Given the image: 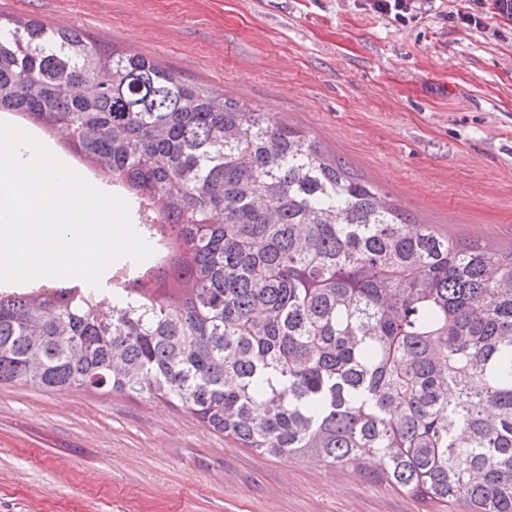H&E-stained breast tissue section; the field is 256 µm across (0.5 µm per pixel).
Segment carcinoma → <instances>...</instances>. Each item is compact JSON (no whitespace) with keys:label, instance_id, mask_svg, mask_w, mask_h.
I'll return each mask as SVG.
<instances>
[{"label":"carcinoma","instance_id":"obj_1","mask_svg":"<svg viewBox=\"0 0 512 512\" xmlns=\"http://www.w3.org/2000/svg\"><path fill=\"white\" fill-rule=\"evenodd\" d=\"M0 112L121 186L159 262L112 303L0 291V383L185 409L260 455L382 463L446 512H512V248L422 224L275 112L73 29L0 22Z\"/></svg>","mask_w":512,"mask_h":512}]
</instances>
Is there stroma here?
Masks as SVG:
<instances>
[{
    "label": "stroma",
    "mask_w": 512,
    "mask_h": 512,
    "mask_svg": "<svg viewBox=\"0 0 512 512\" xmlns=\"http://www.w3.org/2000/svg\"><path fill=\"white\" fill-rule=\"evenodd\" d=\"M0 0L279 113L420 222L512 247V21L494 0ZM480 4L483 25L454 19ZM267 457L161 399L0 384V512H426L377 476Z\"/></svg>",
    "instance_id": "35a3bbf8"
}]
</instances>
